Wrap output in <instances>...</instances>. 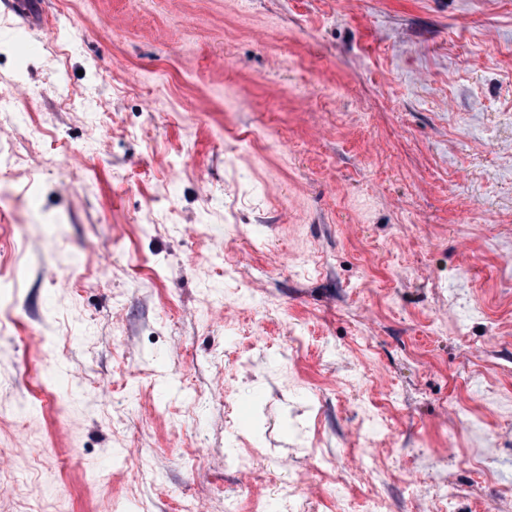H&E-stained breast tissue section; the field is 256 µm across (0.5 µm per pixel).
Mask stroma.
<instances>
[{
    "instance_id": "obj_1",
    "label": "stroma",
    "mask_w": 512,
    "mask_h": 512,
    "mask_svg": "<svg viewBox=\"0 0 512 512\" xmlns=\"http://www.w3.org/2000/svg\"><path fill=\"white\" fill-rule=\"evenodd\" d=\"M27 3L0 512H512V0Z\"/></svg>"
}]
</instances>
